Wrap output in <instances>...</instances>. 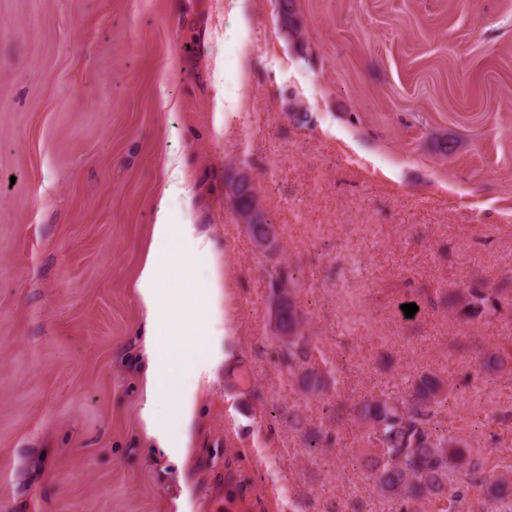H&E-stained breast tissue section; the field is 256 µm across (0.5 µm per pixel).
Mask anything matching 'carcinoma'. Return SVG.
<instances>
[{
    "mask_svg": "<svg viewBox=\"0 0 512 512\" xmlns=\"http://www.w3.org/2000/svg\"><path fill=\"white\" fill-rule=\"evenodd\" d=\"M277 17L285 40L299 35L295 0H277ZM502 288H467L450 298L465 318H485L498 311ZM282 327L288 329V364L301 369L303 389L314 395L325 387L322 371L310 363L312 343L302 332L303 313L293 294L283 299L276 311ZM481 365L490 372L512 369V352H481ZM444 385L430 374L412 380L411 390L402 397L377 396L354 408L371 429L369 438L376 455L362 465L370 472L374 488L400 512L409 505L416 509L434 506L437 512H472L463 483L473 470L469 450L456 436L437 434L430 425L436 407L443 403ZM486 512H512V478L501 475L487 481L484 489Z\"/></svg>",
    "mask_w": 512,
    "mask_h": 512,
    "instance_id": "carcinoma-1",
    "label": "carcinoma"
}]
</instances>
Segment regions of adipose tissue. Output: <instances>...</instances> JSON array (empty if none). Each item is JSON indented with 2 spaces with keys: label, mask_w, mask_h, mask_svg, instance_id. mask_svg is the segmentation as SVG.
Masks as SVG:
<instances>
[{
  "label": "adipose tissue",
  "mask_w": 512,
  "mask_h": 512,
  "mask_svg": "<svg viewBox=\"0 0 512 512\" xmlns=\"http://www.w3.org/2000/svg\"><path fill=\"white\" fill-rule=\"evenodd\" d=\"M216 268L218 260L205 235L200 234L192 212H184L180 223H171L168 208L159 206L153 240L137 284L148 309L147 380L149 387L168 399L165 435L180 440V425L190 411V384L200 376L196 345L214 334V288L203 289L195 303L173 314V295L159 276L162 268L185 269L197 262Z\"/></svg>",
  "instance_id": "obj_1"
}]
</instances>
